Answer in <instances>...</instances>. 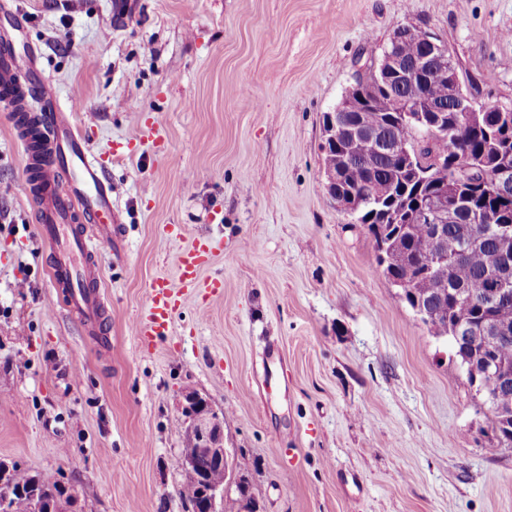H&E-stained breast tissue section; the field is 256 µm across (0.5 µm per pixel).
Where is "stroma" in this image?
Returning <instances> with one entry per match:
<instances>
[{"instance_id": "obj_1", "label": "stroma", "mask_w": 512, "mask_h": 512, "mask_svg": "<svg viewBox=\"0 0 512 512\" xmlns=\"http://www.w3.org/2000/svg\"><path fill=\"white\" fill-rule=\"evenodd\" d=\"M0 0L96 155L122 217L98 255L102 326L74 315L0 111V461L76 512H192L186 390L224 420L260 512H512V448L325 189V113L363 50L413 25L478 106L512 104V0ZM155 130L138 144L141 131ZM131 150L112 156L116 143ZM224 247L152 350L156 277Z\"/></svg>"}]
</instances>
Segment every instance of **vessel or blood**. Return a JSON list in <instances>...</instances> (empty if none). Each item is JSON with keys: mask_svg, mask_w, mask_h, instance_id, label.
<instances>
[{"mask_svg": "<svg viewBox=\"0 0 512 512\" xmlns=\"http://www.w3.org/2000/svg\"><path fill=\"white\" fill-rule=\"evenodd\" d=\"M35 60L33 49L22 50L14 40L0 38V106L10 112L17 140L26 149L24 189L37 201L41 237L53 246L51 273L57 285L67 289L72 312L97 324L102 298L93 272L101 246L111 244L119 222L114 189L106 165L91 154L85 135L57 105ZM62 174L69 179L64 194L56 190ZM82 219L92 225L89 234L74 229ZM223 246V239L199 238L182 252L176 280L153 281L147 312L135 322L141 345L169 334L176 312L193 292L203 288L220 293V281L203 285L198 275Z\"/></svg>", "mask_w": 512, "mask_h": 512, "instance_id": "b4317fda", "label": "vessel or blood"}]
</instances>
